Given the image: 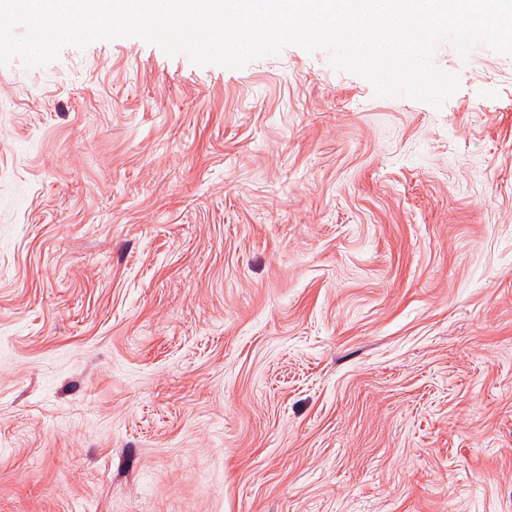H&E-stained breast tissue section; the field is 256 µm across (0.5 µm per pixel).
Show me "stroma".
Segmentation results:
<instances>
[{
	"label": "stroma",
	"instance_id": "1",
	"mask_svg": "<svg viewBox=\"0 0 512 512\" xmlns=\"http://www.w3.org/2000/svg\"><path fill=\"white\" fill-rule=\"evenodd\" d=\"M434 63L0 65V512H512V55Z\"/></svg>",
	"mask_w": 512,
	"mask_h": 512
}]
</instances>
